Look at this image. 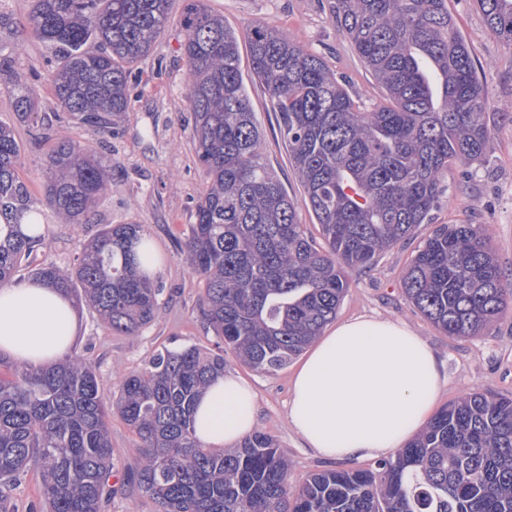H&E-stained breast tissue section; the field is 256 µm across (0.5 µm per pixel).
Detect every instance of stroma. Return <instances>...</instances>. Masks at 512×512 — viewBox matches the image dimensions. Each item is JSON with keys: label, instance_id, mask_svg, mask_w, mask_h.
Here are the masks:
<instances>
[{"label": "stroma", "instance_id": "1", "mask_svg": "<svg viewBox=\"0 0 512 512\" xmlns=\"http://www.w3.org/2000/svg\"><path fill=\"white\" fill-rule=\"evenodd\" d=\"M225 24L244 32L263 22L287 31L319 55L338 74L348 77L353 95L366 104L379 101L381 90L330 13L331 0H207ZM461 35L469 43L478 74L486 84V120L493 129L489 161L476 170H448L450 193L441 198L430 223L415 236L384 252L374 268L351 275L350 288L337 312V322L357 317L380 318L409 326L445 364L446 383L437 405L467 393L512 398V307L500 314L484 334L456 339L436 329L407 299L402 276L417 247L440 224H479L491 238L505 273L512 274V46L486 26L474 0H448ZM183 34L172 24L139 66L140 85L131 108L111 136H104L54 115L47 82H40L36 125L18 122L11 98L0 85V122L13 126L21 146L20 176L35 201H42L47 180L44 158L52 142L69 139L111 160L112 186L91 223L64 224L43 211L44 237L29 258L30 265L73 264L81 243L93 239L107 224L143 225L160 257L156 274L162 286L153 322L138 335L113 332L88 305H81L74 352L91 360L106 388L117 389L122 374L139 370L163 350L195 345L216 348L218 339L198 310L199 278L178 243L193 223L195 204L204 189L203 171L191 150L192 118L186 99L187 70L180 45ZM240 69L263 131V157L289 196L302 188L288 161L269 95L251 79L248 51L240 53ZM224 370L248 381L256 390L260 431L270 433L290 463L289 482L297 486L312 473L333 468V461L306 448L288 422L295 365L275 373L245 366L232 351L224 353ZM111 482L115 492L104 512H155L153 502L127 485V475L140 458L141 442L119 414H112Z\"/></svg>", "mask_w": 512, "mask_h": 512}]
</instances>
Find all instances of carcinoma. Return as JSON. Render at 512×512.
I'll use <instances>...</instances> for the list:
<instances>
[{
  "instance_id": "1",
  "label": "carcinoma",
  "mask_w": 512,
  "mask_h": 512,
  "mask_svg": "<svg viewBox=\"0 0 512 512\" xmlns=\"http://www.w3.org/2000/svg\"><path fill=\"white\" fill-rule=\"evenodd\" d=\"M170 0H33L26 26L61 54L50 66L54 106L110 135L129 111L134 67L162 35ZM486 26L512 45V0H475ZM339 31L383 90L366 106L323 59L256 22L245 30L254 81L270 95L303 203L321 227L307 234L298 205L262 158V130L239 70V36L206 0H187L181 43L193 115L192 144L206 189L179 242L201 277L199 309L244 364L288 366L336 318L348 270L411 238L449 191L453 166H483L491 130L487 95L448 0H336ZM0 78L23 122L36 121L34 77L0 59ZM44 204L64 224H87L112 181L104 162L70 140L45 158ZM21 147L0 123V285L42 241L19 175ZM141 224H108L71 268L30 275L88 302L115 332L150 324L162 288L138 269ZM412 305L444 334L472 338L512 301L486 231L436 227L404 278ZM224 373V352L167 350L105 391L77 353L32 367L0 356V512L30 468L41 498L30 512H102L113 489L110 411L141 441L128 475L156 512H512V399L471 394L442 407L425 429L373 469H327L289 484V463L263 431L232 450L194 436L196 402Z\"/></svg>"
}]
</instances>
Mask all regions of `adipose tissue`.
<instances>
[{"label":"adipose tissue","instance_id":"1","mask_svg":"<svg viewBox=\"0 0 512 512\" xmlns=\"http://www.w3.org/2000/svg\"><path fill=\"white\" fill-rule=\"evenodd\" d=\"M73 302L40 281L0 286V353L39 367L72 346ZM442 386L436 352L406 325L356 318L323 336L292 384L288 421L305 445L337 461L396 452L429 417ZM259 423L256 393L227 373L200 395L194 430L206 446L241 441Z\"/></svg>","mask_w":512,"mask_h":512}]
</instances>
